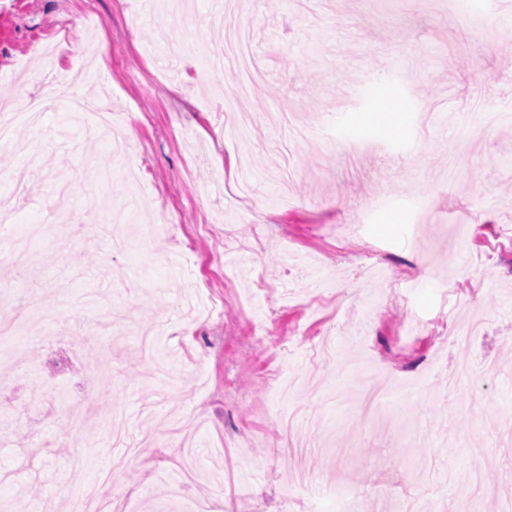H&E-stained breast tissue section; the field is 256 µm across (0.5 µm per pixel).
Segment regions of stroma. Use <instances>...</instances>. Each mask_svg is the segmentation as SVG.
I'll return each mask as SVG.
<instances>
[{"label":"stroma","instance_id":"stroma-1","mask_svg":"<svg viewBox=\"0 0 512 512\" xmlns=\"http://www.w3.org/2000/svg\"><path fill=\"white\" fill-rule=\"evenodd\" d=\"M179 2L0 0V94L59 89L0 144V325L33 319L0 338V512H339L340 488L357 512L408 487L433 512L512 504V10ZM238 27L246 94L210 53ZM102 80L140 184L67 107ZM397 381L417 395L394 433L358 398ZM187 440L194 478L160 479Z\"/></svg>","mask_w":512,"mask_h":512}]
</instances>
